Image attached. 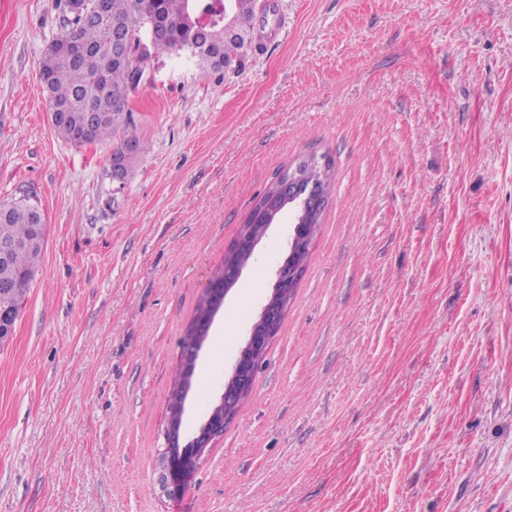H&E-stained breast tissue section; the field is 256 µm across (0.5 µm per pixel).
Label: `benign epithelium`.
I'll use <instances>...</instances> for the list:
<instances>
[{
    "mask_svg": "<svg viewBox=\"0 0 512 512\" xmlns=\"http://www.w3.org/2000/svg\"><path fill=\"white\" fill-rule=\"evenodd\" d=\"M281 201L287 203L290 222L288 225V251L305 250L310 247L317 226L307 223L310 213L317 210L323 198L319 183L308 176L290 179L277 192ZM244 264L224 266V285L212 278L206 292L215 299L230 291L239 280ZM303 273V266L284 261L275 272L271 294L261 305L255 320L250 325L245 344L234 359L230 374L224 382L220 398L210 410L206 419L190 435L182 433L186 404L180 403L169 410L165 430L166 446L160 457V485L166 489L169 481L175 480L184 471L194 469L201 457L218 437L216 430L227 425L236 415L243 400L250 394L255 384L256 365L265 357L269 343L277 332L278 324L284 316L288 304L285 296L295 292ZM207 340L204 335L194 336L188 341L182 354L183 368L194 371L197 368L199 353Z\"/></svg>",
    "mask_w": 512,
    "mask_h": 512,
    "instance_id": "benign-epithelium-1",
    "label": "benign epithelium"
}]
</instances>
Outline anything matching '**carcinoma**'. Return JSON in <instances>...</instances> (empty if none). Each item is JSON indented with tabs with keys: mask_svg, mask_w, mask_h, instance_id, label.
<instances>
[{
	"mask_svg": "<svg viewBox=\"0 0 512 512\" xmlns=\"http://www.w3.org/2000/svg\"><path fill=\"white\" fill-rule=\"evenodd\" d=\"M224 0H106V12L99 19L85 20L82 12L95 0H62L61 32L47 47L40 66V80L49 97L50 109H61L66 119L53 125L69 142L84 143L82 124L85 115L95 113L97 122L91 141L112 140V156L133 145L143 147L129 112L122 107L128 84V72L136 64L162 55L187 52L203 68H224L218 59L239 63L252 45L255 10L253 0H232L234 35L215 19ZM213 16L202 31L194 23L199 14ZM166 28L160 39L143 38L147 22ZM75 34L85 55L74 60L60 52L57 45ZM129 35L128 43L137 55L110 58L105 55L115 38ZM279 173L256 200L245 223L250 224L262 203L275 192ZM45 224L40 210L23 200L0 204V245L12 244L0 257V305L5 303L20 311L22 299L37 268L44 245Z\"/></svg>",
	"mask_w": 512,
	"mask_h": 512,
	"instance_id": "cac0c4a2",
	"label": "carcinoma"
}]
</instances>
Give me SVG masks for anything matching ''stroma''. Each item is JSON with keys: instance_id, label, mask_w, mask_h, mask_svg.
<instances>
[{"instance_id": "obj_1", "label": "stroma", "mask_w": 512, "mask_h": 512, "mask_svg": "<svg viewBox=\"0 0 512 512\" xmlns=\"http://www.w3.org/2000/svg\"><path fill=\"white\" fill-rule=\"evenodd\" d=\"M240 67L154 60L145 147L49 121L60 0H0V203L46 225L0 344V512H512V0H264ZM335 190L250 395L161 489L181 341L277 170ZM216 315L193 431L287 256Z\"/></svg>"}]
</instances>
